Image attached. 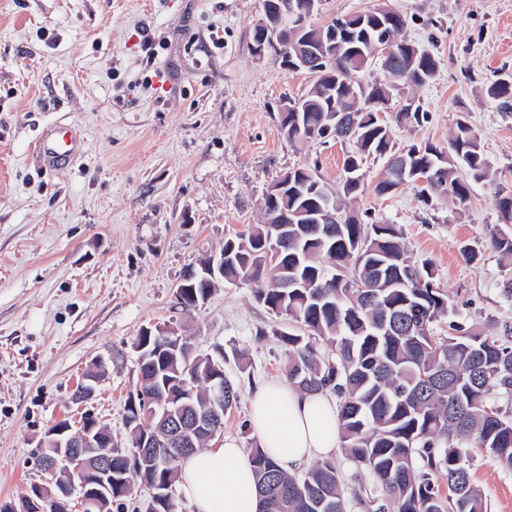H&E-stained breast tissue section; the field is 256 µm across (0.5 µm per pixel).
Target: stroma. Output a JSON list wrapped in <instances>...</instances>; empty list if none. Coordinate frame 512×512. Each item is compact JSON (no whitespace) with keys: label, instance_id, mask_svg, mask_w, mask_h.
<instances>
[{"label":"stroma","instance_id":"35a3bbf8","mask_svg":"<svg viewBox=\"0 0 512 512\" xmlns=\"http://www.w3.org/2000/svg\"><path fill=\"white\" fill-rule=\"evenodd\" d=\"M387 6L406 36L438 61L414 92L428 117L393 122L398 146H446L459 117L481 136L495 182L512 189V113L485 94L512 73V0H321L312 20ZM263 0H0V503L50 480L40 443L55 423L92 412L129 443L127 402L138 384L139 331L169 325L194 353L224 365L240 402L222 438L251 448L249 398L284 376L276 334L286 319L244 283L216 289L182 311L185 267L225 235L261 221L260 203L284 172L316 169L341 189L351 140L292 144L280 132L288 100L313 77L258 56L252 30ZM66 124L85 153L61 174L33 143ZM384 162L367 159L358 218L400 225L415 263L432 262L451 326L512 346V257L487 246L503 219L490 185L473 184L456 207L405 186L380 197ZM477 247L475 259L464 246ZM103 375L87 404L73 399L95 364ZM470 474L487 512H512V467L472 449Z\"/></svg>","mask_w":512,"mask_h":512}]
</instances>
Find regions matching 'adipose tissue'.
<instances>
[{
    "label": "adipose tissue",
    "mask_w": 512,
    "mask_h": 512,
    "mask_svg": "<svg viewBox=\"0 0 512 512\" xmlns=\"http://www.w3.org/2000/svg\"><path fill=\"white\" fill-rule=\"evenodd\" d=\"M250 424L259 442L284 470L334 453L336 401L329 392L308 394L282 380L262 385L250 401ZM251 456L228 440L179 464V484L195 512H258Z\"/></svg>",
    "instance_id": "obj_1"
}]
</instances>
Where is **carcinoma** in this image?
Returning a JSON list of instances; mask_svg holds the SVG:
<instances>
[{"instance_id":"cac0c4a2","label":"carcinoma","mask_w":512,"mask_h":512,"mask_svg":"<svg viewBox=\"0 0 512 512\" xmlns=\"http://www.w3.org/2000/svg\"><path fill=\"white\" fill-rule=\"evenodd\" d=\"M280 5L282 29L295 36L294 5L306 14L309 0H274ZM407 20L399 26L363 12L335 17L325 25L306 22L303 35L324 29L336 34V62L315 73L300 112L288 105V141L304 144L323 139L327 126L336 138L353 141L347 155L348 173L341 192H311L320 181L316 171L290 170L292 182L306 186L281 201L288 209V228L279 241L268 224H252L224 237V283L248 282L268 310L288 319L295 329L281 332L284 373L289 383L307 393L329 391L336 397L341 424L340 449L357 471L367 473L379 495L354 493L369 512H486L481 493L471 481V448H483L497 463L512 466V415L490 401V395L512 393V347L478 334L438 337L434 324L448 314V296L435 282L432 265H417L407 255L403 233L396 224H363L350 214L360 189V175L351 170L370 157H383L398 167L396 176L384 169L374 191L386 195L414 182L416 170L438 175L436 195L456 206L465 204L471 183L494 184L480 134L460 117L448 146L433 143L395 147L386 121L391 79L363 83L360 73L375 60L382 37L395 43V52L381 66L407 71L403 84L422 87L431 81L437 60L404 37ZM486 94L505 112H512V74L490 80ZM300 117L302 130L295 128ZM425 113L408 98L396 112L400 124H420ZM495 204L504 223H512V190L495 184ZM322 208L344 222L304 232L303 212ZM489 248L512 256V233L491 237ZM285 270L286 288H268L269 277ZM137 398L150 405L187 395V416L209 408L211 379L219 375L207 356L172 348L166 336L139 334ZM239 394L224 378V415L237 407ZM212 436L189 434L186 450L175 459L137 465L130 451L104 437L86 454L85 475L98 460L112 456V498L101 500L94 512H112V504L135 486L147 490L142 512H168L167 493L178 477L180 461L203 449ZM258 502L269 499L268 512H347L343 482L330 458L316 461L301 475L283 470L264 449H251ZM447 480L443 491L440 479Z\"/></svg>"}]
</instances>
